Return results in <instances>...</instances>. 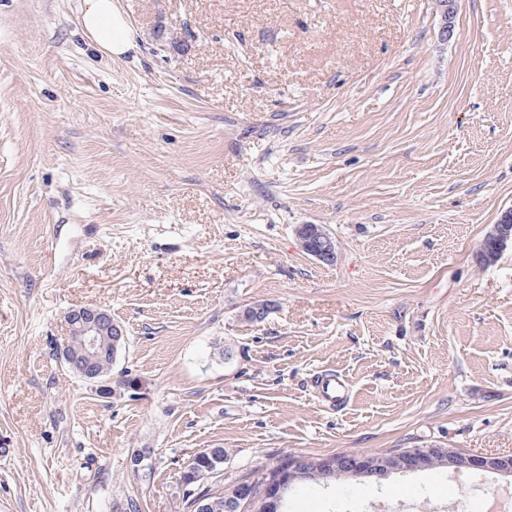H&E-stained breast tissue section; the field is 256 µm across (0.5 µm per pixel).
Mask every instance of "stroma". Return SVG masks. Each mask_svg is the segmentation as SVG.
Segmentation results:
<instances>
[{"label":"stroma","instance_id":"1","mask_svg":"<svg viewBox=\"0 0 512 512\" xmlns=\"http://www.w3.org/2000/svg\"><path fill=\"white\" fill-rule=\"evenodd\" d=\"M0 0V512H187L285 456L512 454V0ZM336 243L325 264L296 228ZM269 306L264 321L244 310ZM126 330L100 394L66 312ZM346 377L322 406L312 378ZM146 465L132 462L134 454ZM445 468L291 490L286 512H471L512 477ZM78 23L99 53L112 59L134 51V30L116 0H81ZM226 455V451L224 448H207L203 451H200L194 454L188 463L182 468L180 472V480L183 484L188 485V488L194 491L200 489L199 492L202 494H210L213 504V511L218 512H229L227 511V505L230 510L239 511L244 509V505L242 504L243 500L241 497L242 489L246 487H235L232 491L227 495V504L224 499V487H220L217 485L218 480L214 485L206 486L203 489L200 488L206 481L210 478H218L220 475L218 471L221 466L224 464V457ZM217 475V476H215ZM242 488V489H241Z\"/></svg>","mask_w":512,"mask_h":512}]
</instances>
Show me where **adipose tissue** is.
<instances>
[{
  "label": "adipose tissue",
  "instance_id": "obj_1",
  "mask_svg": "<svg viewBox=\"0 0 512 512\" xmlns=\"http://www.w3.org/2000/svg\"><path fill=\"white\" fill-rule=\"evenodd\" d=\"M78 23L104 56L118 59L136 48L134 30L115 0H82Z\"/></svg>",
  "mask_w": 512,
  "mask_h": 512
}]
</instances>
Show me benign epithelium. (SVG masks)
Wrapping results in <instances>:
<instances>
[{
    "mask_svg": "<svg viewBox=\"0 0 512 512\" xmlns=\"http://www.w3.org/2000/svg\"><path fill=\"white\" fill-rule=\"evenodd\" d=\"M444 23L442 35L450 38L453 35V19L457 10V0H440ZM512 222V213L505 212L500 223L494 225V235L499 239L501 248H506L512 242V234L509 233V223ZM302 249L321 262L328 263L336 255L335 243L326 239L313 247L311 242L318 235L312 224H301L296 229ZM68 325V336L77 339L83 349V356L90 362L98 359L105 348L108 337L125 335L124 327L112 321V314L101 307H82L69 311L65 316ZM439 455L444 458L445 466L454 471L465 469L489 470L495 473H512L511 456H484L466 451H456L451 448H425L422 451L406 453V460L392 459H368L360 457L358 460H350V464L356 465L358 476L364 480L381 479L391 473L400 472L406 468L421 469L428 465L431 457ZM347 458L327 457L322 459L320 466L313 470L304 465V460L297 459L288 462L280 469L278 481L264 487L259 495L265 499L274 501L278 499L284 488L289 485L316 475L325 477L335 468L341 467Z\"/></svg>",
    "mask_w": 512,
    "mask_h": 512,
    "instance_id": "7a95c632",
    "label": "benign epithelium"
}]
</instances>
